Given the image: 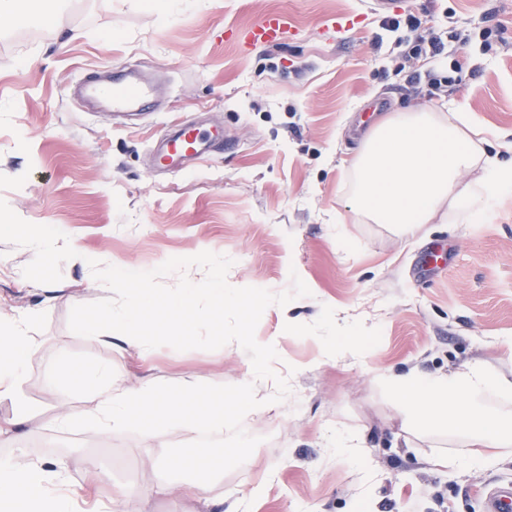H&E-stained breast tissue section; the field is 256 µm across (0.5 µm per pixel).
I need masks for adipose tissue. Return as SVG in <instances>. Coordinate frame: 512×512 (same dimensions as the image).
Instances as JSON below:
<instances>
[{"label": "adipose tissue", "mask_w": 512, "mask_h": 512, "mask_svg": "<svg viewBox=\"0 0 512 512\" xmlns=\"http://www.w3.org/2000/svg\"><path fill=\"white\" fill-rule=\"evenodd\" d=\"M482 179H472L473 170ZM512 186V139L507 134L481 127L466 104L450 102L447 109L425 107L393 112L377 119L363 139L351 167L348 193L349 216H337L372 224H387L404 234L443 219L472 224L487 211L497 189ZM103 285L127 290L128 305L113 312L120 328L111 335L95 319L81 321L75 335L88 336L113 346L123 357L151 352L157 338L154 324L145 320L158 301V290L128 269L120 276L102 271ZM219 306L246 303L248 294L227 286L223 277L182 288L168 301L174 314L169 332L193 336L199 327L196 316L201 295ZM31 319L0 312V402L16 403L12 417L0 420V433L31 424L22 407L25 364L40 344L30 334ZM91 404L78 411H61L55 423L66 428L78 423L96 431L121 433L138 424L143 438L176 429H192L198 420L192 411L197 391L184 389L178 404L157 395L150 380L138 389L125 386L111 367L98 366L85 375ZM379 381L391 389L401 412L409 420L446 425L460 432L464 441L483 446L477 454L462 449L458 458L468 465L499 462L502 451L512 447V378L483 363L467 365L447 374L401 375L383 372ZM62 465L30 463L18 466L0 460V512H75L77 491L64 490ZM177 487L163 481L148 488L113 487L111 501L119 512H148L149 502L172 495Z\"/></svg>", "instance_id": "ef3b65f1"}]
</instances>
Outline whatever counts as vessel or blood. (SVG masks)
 I'll return each mask as SVG.
<instances>
[{
    "label": "vessel or blood",
    "instance_id": "1",
    "mask_svg": "<svg viewBox=\"0 0 512 512\" xmlns=\"http://www.w3.org/2000/svg\"><path fill=\"white\" fill-rule=\"evenodd\" d=\"M298 28L284 13H271L243 29L230 33L241 49L275 46L297 37ZM82 92L91 101L105 105L117 114L143 112L151 102L154 87L135 70L122 67L107 71L106 75H89L82 84ZM212 145L210 134L193 125L180 123L172 126L168 137L155 153V163L164 168H183L205 154ZM485 512H512V485H493L483 495Z\"/></svg>",
    "mask_w": 512,
    "mask_h": 512
}]
</instances>
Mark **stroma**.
Instances as JSON below:
<instances>
[{
    "mask_svg": "<svg viewBox=\"0 0 512 512\" xmlns=\"http://www.w3.org/2000/svg\"><path fill=\"white\" fill-rule=\"evenodd\" d=\"M439 32L454 30L429 70L461 83L419 94L406 90L398 33L382 32L366 0H177L152 11L140 0H54L42 26L0 27V216L24 224L0 237V305L33 313L41 345L26 362L31 427L0 435V459L24 466L64 462L89 504L110 505L112 485L159 482L167 446L193 431L143 441L137 427L119 434L63 431L53 419L84 407V368L111 364L138 387L136 370L108 346L73 335L79 322L124 307L125 294L101 290L99 262L132 267L173 293L205 279L200 257H224V281L272 292L291 274L311 291L288 307L269 306L255 334L272 341L276 375L291 391L270 403L272 380L256 381L265 407L244 430L259 437L251 456L216 482L183 498H159L152 512H483L490 480L512 481V458L472 468L449 462L460 439L404 422L395 396L374 377L385 369L447 373L476 361L512 374V189L477 224H425L402 239L385 224L349 223L336 241L351 162L368 132L363 109L384 112L466 102L483 124L512 130V0H407ZM285 12L299 29L282 44L240 53L226 30ZM350 17L344 39L322 32L327 18ZM142 64L163 74V102L136 127L110 109L84 108L71 94L87 74ZM208 121L226 143L190 167L152 165L156 142L173 124ZM53 225L87 256L35 260L32 241ZM439 250L442 264L428 261ZM369 328L357 355L321 364L334 322ZM154 382L243 384L236 343L208 351L155 348L145 364ZM360 439L363 465L337 456L336 432ZM107 444L125 461L101 465ZM261 496H252L257 484Z\"/></svg>",
    "mask_w": 512,
    "mask_h": 512,
    "instance_id": "1",
    "label": "stroma"
}]
</instances>
